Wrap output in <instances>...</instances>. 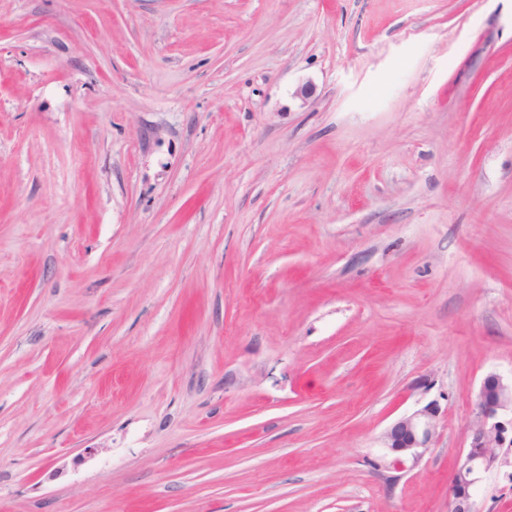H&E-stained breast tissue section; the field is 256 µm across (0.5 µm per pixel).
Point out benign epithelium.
Listing matches in <instances>:
<instances>
[{
    "instance_id": "obj_1",
    "label": "benign epithelium",
    "mask_w": 512,
    "mask_h": 512,
    "mask_svg": "<svg viewBox=\"0 0 512 512\" xmlns=\"http://www.w3.org/2000/svg\"><path fill=\"white\" fill-rule=\"evenodd\" d=\"M440 415L439 404L430 401L394 421L381 436L385 452L376 466L398 473L416 467L435 446ZM498 466L512 467V381L491 372L480 383L466 446L451 482V512H478L474 490Z\"/></svg>"
}]
</instances>
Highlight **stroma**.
I'll return each instance as SVG.
<instances>
[{
  "instance_id": "stroma-1",
  "label": "stroma",
  "mask_w": 512,
  "mask_h": 512,
  "mask_svg": "<svg viewBox=\"0 0 512 512\" xmlns=\"http://www.w3.org/2000/svg\"><path fill=\"white\" fill-rule=\"evenodd\" d=\"M491 372L512 0H0V512H450ZM441 408L430 401L388 426L381 436L385 452L376 466L387 472H406L416 467L434 448L438 437Z\"/></svg>"
}]
</instances>
